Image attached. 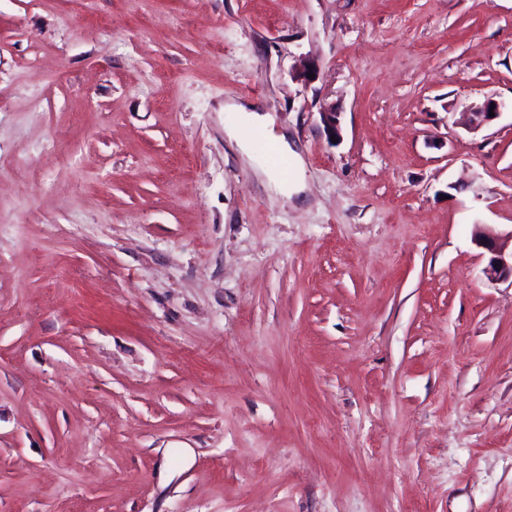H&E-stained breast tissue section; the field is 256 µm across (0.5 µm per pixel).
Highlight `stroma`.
<instances>
[{"instance_id":"stroma-1","label":"stroma","mask_w":512,"mask_h":512,"mask_svg":"<svg viewBox=\"0 0 512 512\" xmlns=\"http://www.w3.org/2000/svg\"><path fill=\"white\" fill-rule=\"evenodd\" d=\"M488 98L512 0H0V512H512ZM475 224L477 230L475 240L490 254L487 265L484 268L486 278L491 284L511 280L512 283V251L505 253V244L501 236L486 232Z\"/></svg>"}]
</instances>
